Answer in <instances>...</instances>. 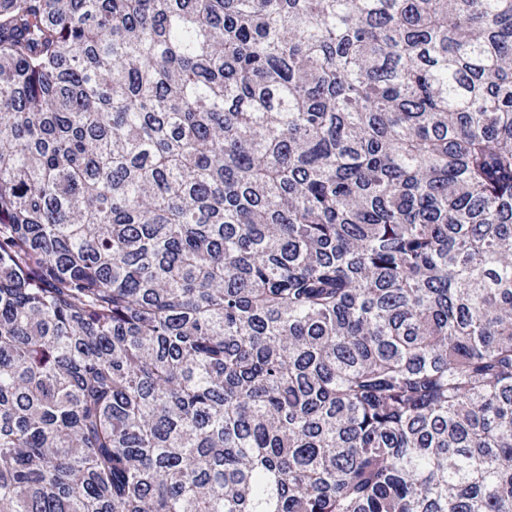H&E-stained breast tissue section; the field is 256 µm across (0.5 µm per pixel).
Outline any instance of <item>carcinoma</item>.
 <instances>
[{
  "label": "carcinoma",
  "instance_id": "1",
  "mask_svg": "<svg viewBox=\"0 0 512 512\" xmlns=\"http://www.w3.org/2000/svg\"><path fill=\"white\" fill-rule=\"evenodd\" d=\"M0 512H512V0H0Z\"/></svg>",
  "mask_w": 512,
  "mask_h": 512
}]
</instances>
